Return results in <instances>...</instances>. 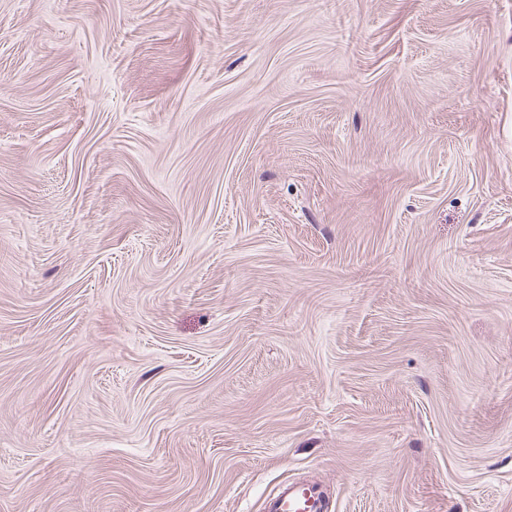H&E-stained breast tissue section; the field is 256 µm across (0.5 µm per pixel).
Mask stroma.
<instances>
[{"label":"stroma","mask_w":512,"mask_h":512,"mask_svg":"<svg viewBox=\"0 0 512 512\" xmlns=\"http://www.w3.org/2000/svg\"><path fill=\"white\" fill-rule=\"evenodd\" d=\"M512 512V0H0V512ZM319 490L307 483L284 481L264 502V512H325Z\"/></svg>","instance_id":"stroma-1"}]
</instances>
